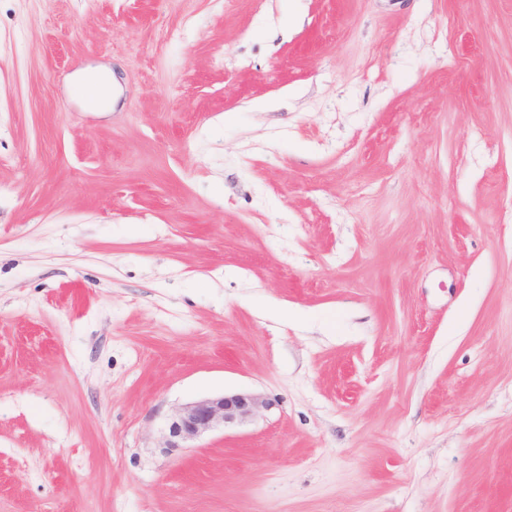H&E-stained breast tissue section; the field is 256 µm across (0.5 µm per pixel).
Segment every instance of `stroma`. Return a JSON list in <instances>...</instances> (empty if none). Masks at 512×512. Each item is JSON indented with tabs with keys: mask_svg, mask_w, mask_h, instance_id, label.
<instances>
[{
	"mask_svg": "<svg viewBox=\"0 0 512 512\" xmlns=\"http://www.w3.org/2000/svg\"><path fill=\"white\" fill-rule=\"evenodd\" d=\"M0 512H512V0H0ZM276 400L253 391L214 395L187 402L167 419L163 444L168 452L189 448V443L218 429L241 427L269 412Z\"/></svg>",
	"mask_w": 512,
	"mask_h": 512,
	"instance_id": "stroma-1",
	"label": "stroma"
}]
</instances>
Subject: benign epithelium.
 Returning <instances> with one entry per match:
<instances>
[{
    "mask_svg": "<svg viewBox=\"0 0 512 512\" xmlns=\"http://www.w3.org/2000/svg\"><path fill=\"white\" fill-rule=\"evenodd\" d=\"M276 400L253 391L214 395L187 402L167 419L163 444L167 451L186 448L189 443L218 429L241 427L270 411Z\"/></svg>",
    "mask_w": 512,
    "mask_h": 512,
    "instance_id": "benign-epithelium-1",
    "label": "benign epithelium"
}]
</instances>
